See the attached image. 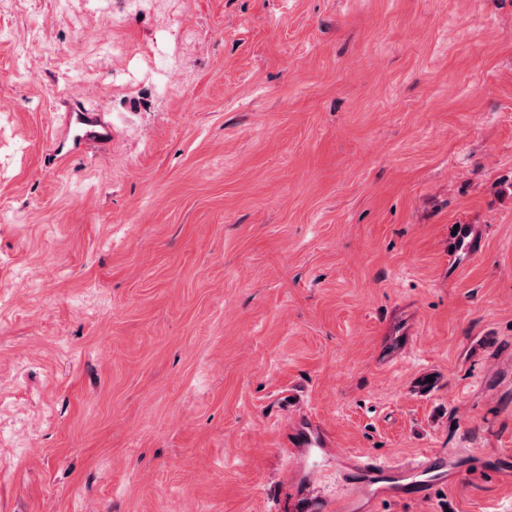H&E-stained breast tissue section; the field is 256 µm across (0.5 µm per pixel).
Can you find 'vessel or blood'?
<instances>
[{
  "label": "vessel or blood",
  "mask_w": 512,
  "mask_h": 512,
  "mask_svg": "<svg viewBox=\"0 0 512 512\" xmlns=\"http://www.w3.org/2000/svg\"><path fill=\"white\" fill-rule=\"evenodd\" d=\"M68 118L74 125L73 141L75 144L100 142L106 134L95 113L89 112L80 105H72ZM327 441L316 424L304 425L297 433L291 446L296 455H307L310 449L326 447ZM360 480L353 489L339 490L342 499H350L357 495L375 496L380 493L398 495L407 484L421 487L435 480L449 478L446 465L437 463L430 455H422L408 461H384L372 456H364L358 465Z\"/></svg>",
  "instance_id": "vessel-or-blood-1"
}]
</instances>
